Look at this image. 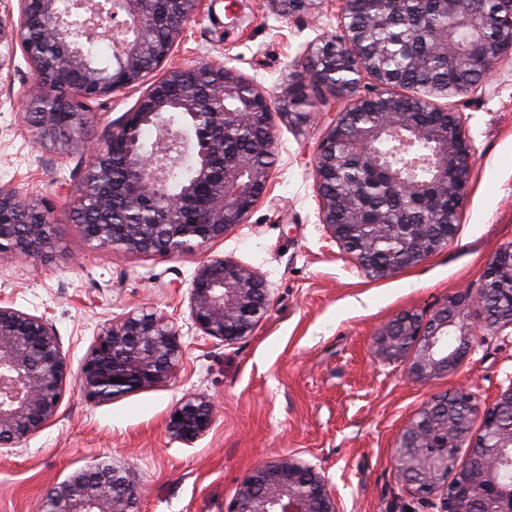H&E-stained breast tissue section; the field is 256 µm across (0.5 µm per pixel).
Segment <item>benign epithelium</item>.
Wrapping results in <instances>:
<instances>
[{"label": "benign epithelium", "instance_id": "7a95c632", "mask_svg": "<svg viewBox=\"0 0 512 512\" xmlns=\"http://www.w3.org/2000/svg\"><path fill=\"white\" fill-rule=\"evenodd\" d=\"M17 20L0 21V39L9 37L33 67L37 94L28 100L24 120L36 133L37 142L71 155L80 149L75 137L90 110V102L150 83L135 108L112 125L106 147L88 162L82 183L73 199L76 216L92 209L95 223L82 225L85 238L98 246L127 253H153L179 257L204 243L217 242L243 222L265 194L271 167L258 164L253 155L238 152L228 156L226 128L247 125L262 132L261 150L276 144L274 115L307 120L311 113L291 109V91L279 97L278 107L259 88L254 96L240 97L246 82L237 71L217 61L168 70L156 80L151 75L161 67L199 16L206 0H174V10L164 19V36L153 40L156 20L143 7V0H82L83 20L72 21L58 8V0H0ZM342 35L323 43L307 58L306 75L321 69L347 68L353 80L336 84L337 99L347 107L336 111L313 160L317 187L336 177L342 159L336 142L356 113L373 105L377 121L364 126L353 122L349 145L363 166L381 171L375 142L394 130L408 129L415 136L438 138L435 180L431 189L448 194L456 189L453 215L438 234L432 231L434 215L421 220L387 224L401 250L380 255L369 239L356 240L354 230L374 226L377 214L366 200L389 189L414 200L424 188L408 180H374L350 193L341 202L321 197L318 221L331 238L352 256L356 264L375 278H383L419 264L445 248L457 233L459 213L466 197L472 167V145L460 112L438 109L441 129L428 130L410 123L395 105L393 89L398 81L376 62L369 47V32L349 22V0H336ZM448 17L471 23L483 16L479 34L493 28L512 33V11L506 15L485 11V0H468L466 11L457 10V0H442ZM112 44L113 66L106 74L93 66L89 46L100 35ZM434 39L457 68L476 67L470 50L448 38V30ZM51 43L55 54L41 60L39 46ZM482 59L490 73L506 58L512 59V40L485 41ZM201 73L221 100L236 99L234 112L213 109L184 92ZM73 74L77 80L61 84L59 76ZM370 80L371 95L360 93ZM455 92L441 83L420 88L418 99L436 106V97ZM42 99L51 106L33 110ZM156 130V148H142L140 130ZM194 155L193 178L171 195L160 176L162 160L178 162ZM121 166L130 172L126 191L143 200L161 199L165 208L150 224L112 223V171ZM353 224H339L340 210ZM55 243L51 213L42 204L11 185H0V256H44ZM512 245L501 249L487 264L481 287L469 301L483 315L491 332L512 329ZM191 318L206 336L235 342L252 335L270 304V292L255 271L214 257L195 272L191 291ZM476 330L464 322L461 303L445 301L428 320L404 313L384 325L374 336V352L387 361L407 362V373L416 383L455 369L473 348ZM185 346L174 321L145 307L129 311L99 328L94 343L77 375L79 387L90 402L101 403L129 393L170 382L176 377ZM70 369L52 325L7 303H0V447L15 448L46 428L55 417L66 390ZM121 379L113 383L111 379ZM215 406L207 397L184 396L169 415L166 430L171 439L193 444L211 429ZM478 433H473L475 422ZM467 449L464 463L458 451ZM512 464V383L488 403L480 404L469 387L460 386L427 402L401 431L396 445L395 472L405 492L427 512H486L498 484L499 470ZM41 512H139L133 472L109 460L74 473L51 487L41 501ZM225 512H337L336 499L325 475L293 455H277L251 470L239 484Z\"/></svg>", "mask_w": 512, "mask_h": 512}]
</instances>
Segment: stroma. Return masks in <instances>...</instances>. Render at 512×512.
<instances>
[{
  "instance_id": "1",
  "label": "stroma",
  "mask_w": 512,
  "mask_h": 512,
  "mask_svg": "<svg viewBox=\"0 0 512 512\" xmlns=\"http://www.w3.org/2000/svg\"><path fill=\"white\" fill-rule=\"evenodd\" d=\"M329 0L281 14L272 0H206L165 63L223 62L278 100L304 80L311 51L339 35ZM33 84L18 46L0 43V184L43 202L55 245L40 258H0V300L52 324L78 372L105 322L148 307L172 317L185 353L177 378L102 403L67 387L53 422L20 446L0 449V512H37L41 498L101 460L132 469L140 512H224L240 482L273 453L322 470L339 512H423L394 473L402 428L433 397L465 385L491 401L512 383V334L477 341L448 373L412 382L402 362L376 357L372 338L405 311L430 317L477 290L498 250L512 243V62L482 90L438 99L462 113L474 146L468 195L455 238L426 261L369 277L318 222L312 159L329 121H278L264 196L223 240L175 258L90 246L72 199L86 171L35 141L20 113ZM135 87L93 102L81 136L104 147L113 122L143 95ZM221 257L266 280L267 314L251 336L227 344L202 335L190 286L204 260ZM188 393L217 406L210 431L172 440L170 411Z\"/></svg>"
}]
</instances>
